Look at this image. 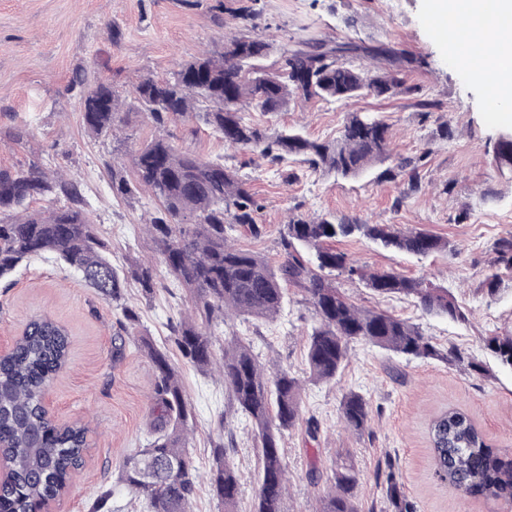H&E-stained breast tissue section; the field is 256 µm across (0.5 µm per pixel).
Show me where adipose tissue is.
<instances>
[{"mask_svg":"<svg viewBox=\"0 0 512 512\" xmlns=\"http://www.w3.org/2000/svg\"><path fill=\"white\" fill-rule=\"evenodd\" d=\"M431 12L454 25L461 66L490 97L512 103V0H432Z\"/></svg>","mask_w":512,"mask_h":512,"instance_id":"adipose-tissue-1","label":"adipose tissue"}]
</instances>
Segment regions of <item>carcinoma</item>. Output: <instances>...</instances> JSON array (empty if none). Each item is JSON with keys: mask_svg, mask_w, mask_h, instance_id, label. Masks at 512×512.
<instances>
[{"mask_svg": "<svg viewBox=\"0 0 512 512\" xmlns=\"http://www.w3.org/2000/svg\"><path fill=\"white\" fill-rule=\"evenodd\" d=\"M358 50L356 45H331L309 36L280 47L276 67L267 69L260 61L273 45L242 33L224 41L223 50L182 64L169 79L145 78L134 87V98L160 135L132 156L133 180L112 170L113 194L125 198L144 188L159 204L146 230L167 274L193 302V315L173 328L175 347L200 372L219 364L231 403L252 425L257 454L254 512H286L287 464L281 436L301 419L302 385L285 368L268 372L251 346L236 336L224 340L222 355H217L212 326L226 322L231 313L275 319L286 286L292 284L305 293L317 319L306 353L309 379L315 383L336 380L354 339L407 357L461 363V352L450 348L442 353L417 325L384 311L355 307L324 275L340 270L359 277L379 296L412 297L424 313L462 322L466 315L448 289L391 270L367 272L330 246L355 233L386 249L417 256L446 251L449 244L424 230L394 224H336L325 217L295 215L281 233L285 259L273 267L253 251L229 244L225 235L226 227L235 224L259 233L262 205L246 181L221 159L176 149L162 131L170 123H202L224 144L256 152L273 164L304 156L316 171L355 177L370 163L391 157L390 126L382 118L352 112L338 139L318 142L295 130L269 135L250 113L280 112L292 100L344 101L365 89L377 96L411 91L397 73L415 59L379 49L376 55L391 71L372 73L347 62L346 56ZM74 83L81 87L84 126L97 135L113 132L121 121L122 102L112 87L88 82L84 72ZM495 162L501 172L512 170L511 144H497ZM37 199L51 207L30 209ZM85 207L78 183L36 164L0 170V278L32 258L53 257L77 271L84 284L109 303L122 298L123 277L135 281L144 294H153V266L132 264L119 275ZM495 250L498 264L511 269L512 234L501 238ZM484 343L502 368L512 370V335L487 336ZM137 344L155 368V418L145 446L124 458L120 479L144 497L146 512H191L200 475L189 452L191 409L186 393L167 350L148 336ZM69 347L68 330L39 315L26 324L12 354L0 360V456L11 474L0 486V512H37L60 496L84 463L88 428L78 422L57 425L43 405L44 389L66 366ZM339 411L349 429H368L370 404L362 394L346 393ZM428 437L436 474L448 487L464 498L512 500V458L491 448L468 414L457 409L440 412L429 424ZM212 455L213 495L224 504V512H237L241 476L223 443H213ZM385 482L390 512H416L394 472L386 474ZM357 484L354 468L334 472L317 512H359Z\"/></svg>", "mask_w": 512, "mask_h": 512, "instance_id": "1", "label": "carcinoma"}]
</instances>
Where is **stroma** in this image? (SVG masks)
Wrapping results in <instances>:
<instances>
[{"instance_id":"stroma-1","label":"stroma","mask_w":512,"mask_h":512,"mask_svg":"<svg viewBox=\"0 0 512 512\" xmlns=\"http://www.w3.org/2000/svg\"><path fill=\"white\" fill-rule=\"evenodd\" d=\"M236 0H0V170L37 162L80 182L87 213L110 249L113 266L155 257L145 232L151 201L147 194L120 199L112 192L113 167L129 168L132 154L155 128L141 113L133 88L142 79L171 76L179 64L205 50L221 49L241 22L230 9ZM255 33L282 45L309 32L333 43L351 42L364 52L354 64L372 66L374 50L411 53L421 64L407 72L408 92H369L341 102H290L276 114L253 113L267 133L302 130L318 141L335 140L352 112L380 116L392 127L395 156L355 178L313 171L291 160L279 165L235 151L203 126H169L175 147L208 159H223L247 181L262 205L260 235L246 227L229 231L236 245L272 264L283 259L280 231L289 215H326L336 222L395 224L419 228L448 240L450 250L428 257L395 253L355 235L335 241L356 265L424 278L448 289L467 319L453 322L425 314L413 299L381 297L347 274L337 288L356 306L381 309L410 320L440 349L457 347L462 363L406 359L363 341H351L345 367L332 383L307 381L305 354L315 324L300 288L289 287L272 322L236 318L219 325L223 338L236 332L250 343L265 367L290 369L302 380L303 420L284 433L289 512H317L333 472L354 465L360 512H387L385 472L394 470L417 512H512V502L466 499L441 482L431 460L427 430L440 410L458 408L472 418L487 443L512 457V371L485 349L492 334H512V270L495 266V244L512 233V172H499L494 145L512 131V113L494 116L484 87L450 65L451 40L429 31V0H253ZM111 84L124 102L114 135H92L82 123L77 72ZM27 127L23 141L11 129ZM416 166L421 187L408 192L398 161ZM498 273L501 284L488 294L484 280ZM157 288L144 296L134 283L122 290L120 305L100 299L63 263L35 258L0 280V343L8 344L33 316L47 313L70 332L67 368L47 387L45 403L59 424L88 422L89 448L82 468L56 512H92L109 493V512H144L142 499L120 480L124 457L150 436L155 371L134 344L150 337L169 348L192 411L190 452L208 472L212 443L233 437L228 453L241 472L239 512H252L257 466L250 422L231 410L224 384L182 358L173 327L187 316L185 292L171 287L157 266ZM137 317L124 319L122 307ZM481 363L484 376L470 374L467 361ZM356 391L369 401V430L356 434L339 421L341 398Z\"/></svg>"}]
</instances>
